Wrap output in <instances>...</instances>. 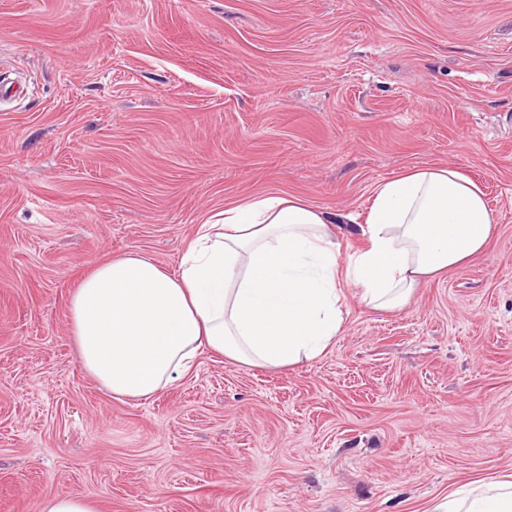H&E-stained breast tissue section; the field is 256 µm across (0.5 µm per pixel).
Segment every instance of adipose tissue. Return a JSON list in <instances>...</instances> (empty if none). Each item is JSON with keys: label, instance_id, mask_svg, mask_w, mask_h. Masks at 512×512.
I'll return each instance as SVG.
<instances>
[{"label": "adipose tissue", "instance_id": "adipose-tissue-1", "mask_svg": "<svg viewBox=\"0 0 512 512\" xmlns=\"http://www.w3.org/2000/svg\"><path fill=\"white\" fill-rule=\"evenodd\" d=\"M335 219L264 193L209 216L176 273L136 252L95 265L69 301L86 374L116 398L151 400L200 350L284 368L319 356L342 330V284L396 310L422 281L480 253L494 220L480 187L453 167L377 184L366 246L340 259ZM431 512H512V478L451 491Z\"/></svg>", "mask_w": 512, "mask_h": 512}]
</instances>
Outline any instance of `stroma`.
I'll return each instance as SVG.
<instances>
[{
  "label": "stroma",
  "instance_id": "stroma-1",
  "mask_svg": "<svg viewBox=\"0 0 512 512\" xmlns=\"http://www.w3.org/2000/svg\"><path fill=\"white\" fill-rule=\"evenodd\" d=\"M0 512H429L512 474V0H0ZM478 182L485 249L376 311L343 285L327 350L202 351L148 401L83 371L68 303L98 262L177 272L267 191L344 217L378 183ZM40 512H99V506L91 499L71 495H56L45 500Z\"/></svg>",
  "mask_w": 512,
  "mask_h": 512
}]
</instances>
